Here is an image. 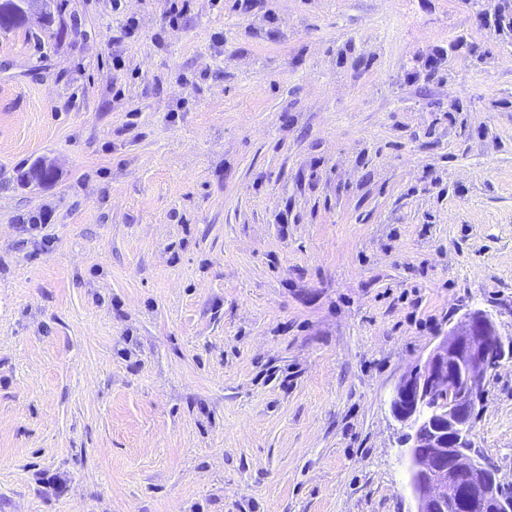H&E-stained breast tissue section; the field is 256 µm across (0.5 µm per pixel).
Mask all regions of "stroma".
Returning a JSON list of instances; mask_svg holds the SVG:
<instances>
[{"label":"stroma","instance_id":"1","mask_svg":"<svg viewBox=\"0 0 512 512\" xmlns=\"http://www.w3.org/2000/svg\"><path fill=\"white\" fill-rule=\"evenodd\" d=\"M168 7L0 33V512H415L396 382L470 310L512 337V46L464 0ZM472 440L512 484V361ZM456 55H464V58L470 62V64L478 65L482 64L486 57L489 55V51L478 42L468 41L464 36H459L453 42L448 45V53L440 52L434 54L435 58L428 56L424 62L425 75L424 79L429 81L444 82L448 78L449 70L444 68L445 57Z\"/></svg>","mask_w":512,"mask_h":512}]
</instances>
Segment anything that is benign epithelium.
I'll use <instances>...</instances> for the list:
<instances>
[{"label":"benign epithelium","mask_w":512,"mask_h":512,"mask_svg":"<svg viewBox=\"0 0 512 512\" xmlns=\"http://www.w3.org/2000/svg\"><path fill=\"white\" fill-rule=\"evenodd\" d=\"M496 352L511 360L512 341L474 309L395 385L390 408L408 429L402 446L415 512H471L478 503L483 512H512L499 470L471 442L473 406Z\"/></svg>","instance_id":"7a95c632"}]
</instances>
